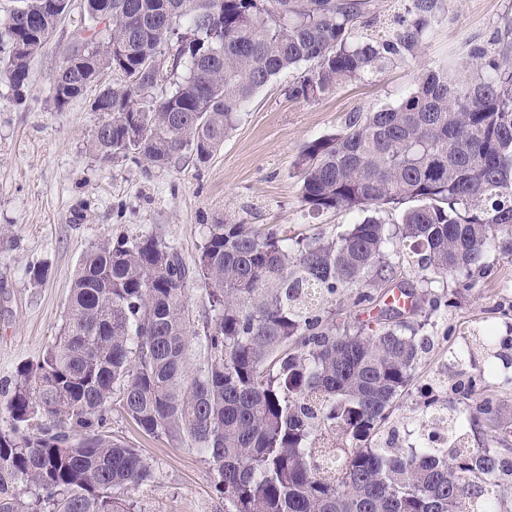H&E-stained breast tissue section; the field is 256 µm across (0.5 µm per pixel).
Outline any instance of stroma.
<instances>
[{
	"mask_svg": "<svg viewBox=\"0 0 512 512\" xmlns=\"http://www.w3.org/2000/svg\"><path fill=\"white\" fill-rule=\"evenodd\" d=\"M450 19L434 28L421 57L316 101L290 98L296 74L285 71L260 89L240 122L206 163L159 168L146 161L107 164L89 151L98 122L88 98L57 110L52 88L64 51L78 30V12L55 27L29 63L25 101L0 82V387L22 364L42 357L63 322L75 269L93 244L155 235L194 263L206 225L221 220L278 224L289 238H334L357 216L309 213L300 199L297 156L304 144L339 129L358 112L395 104L419 75L458 56L472 40H488L512 0H449ZM490 273L450 275L434 283L437 305L418 336L427 348L385 431L401 447L420 441L432 408H461L493 398L512 422V385L488 376L483 352L471 362L451 354L486 327L494 328L499 370L512 374V259L491 249ZM47 271L44 281L32 267ZM113 439L153 465L133 495L134 512H224L205 456L186 443L143 433L120 411Z\"/></svg>",
	"mask_w": 512,
	"mask_h": 512,
	"instance_id": "stroma-1",
	"label": "stroma"
}]
</instances>
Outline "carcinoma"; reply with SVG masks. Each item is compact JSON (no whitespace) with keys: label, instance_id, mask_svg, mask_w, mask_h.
<instances>
[{"label":"carcinoma","instance_id":"cac0c4a2","mask_svg":"<svg viewBox=\"0 0 512 512\" xmlns=\"http://www.w3.org/2000/svg\"><path fill=\"white\" fill-rule=\"evenodd\" d=\"M109 5L108 20L93 9ZM0 16L14 99L32 52L71 0H19ZM79 37L52 89L62 108L95 85L89 149L100 161L205 163L255 94L304 68L290 97L315 101L415 61L448 0H83ZM174 48L172 81H162ZM301 201L359 212L336 239L294 241L279 224L207 225L186 264L161 238L104 240L82 256L58 336L0 391V512H131L152 464L106 430L119 409L148 435L203 452L224 512H504L512 495L508 426L492 400L455 414L446 448L376 440L423 350L405 317L436 279L512 257V15L462 61L420 73L391 107L350 116L303 146ZM398 215L394 228L375 213ZM411 242L418 293L396 282ZM210 314L195 325L188 286ZM395 285L411 298L375 325L337 323L322 303L359 306ZM200 340L207 366L190 361ZM482 419L498 448H460ZM340 441H324L328 430Z\"/></svg>","mask_w":512,"mask_h":512}]
</instances>
